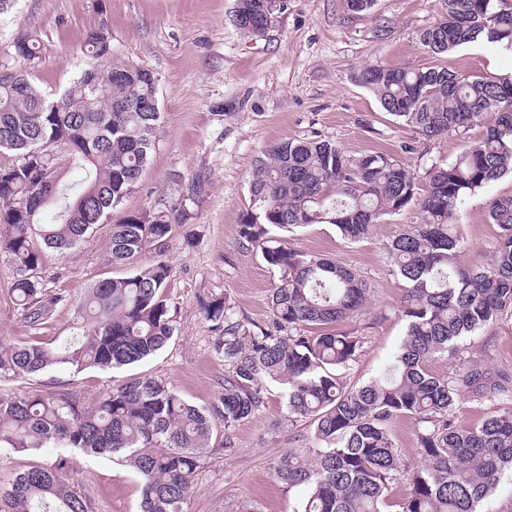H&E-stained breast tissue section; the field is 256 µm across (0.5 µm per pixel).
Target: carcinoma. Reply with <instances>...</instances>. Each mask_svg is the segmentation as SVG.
<instances>
[{
	"label": "carcinoma",
	"instance_id": "obj_1",
	"mask_svg": "<svg viewBox=\"0 0 512 512\" xmlns=\"http://www.w3.org/2000/svg\"><path fill=\"white\" fill-rule=\"evenodd\" d=\"M277 0H238L240 30L255 36ZM512 50V8L505 0H444L442 19L424 30L427 51L446 54L473 42ZM87 67L48 97L31 80L38 47L13 42L0 63V254L14 267L11 299L35 330L70 298L49 297L38 279L51 255L80 244L123 204L141 179L160 112L150 107L156 81L139 67L112 64V43L90 34ZM382 108L427 138L465 130L486 113L494 124L451 163L420 173L381 152L346 155L326 140H285L258 157L250 206L239 224L244 243L278 273L269 327L234 317L227 299L201 304L212 323L214 351L224 357V382L207 406L189 403L164 380L128 378L93 404L63 391L0 396V451L34 452L61 443L118 456L141 485L140 512H183L216 425L230 433L265 407L262 380L284 388L288 417L304 422L308 455L290 453L273 466L277 481L304 491L301 512H490L502 477L512 474V376L489 368L463 340L512 308V195L489 204L499 228L490 262L463 260L455 222L468 197L512 174V74L470 80L443 67L369 65L357 74ZM419 201L422 222L385 244L386 259L405 282L401 346L382 373L361 385L345 373L362 348L336 325L367 307L369 291L354 270L332 258L295 251L274 231L331 224L346 240ZM195 197L167 211H144L112 225V264H133L148 248L158 258L128 276L96 282L74 305L75 331L53 341L0 339V381L37 377L58 368L118 370L164 348L174 334L164 296L173 228L192 218ZM450 361L448 375L428 363ZM484 411L480 422L456 418L462 402ZM416 425L417 448L401 452L391 422ZM64 463L16 473L0 500L9 512H88L63 472ZM409 489L396 501L392 486Z\"/></svg>",
	"mask_w": 512,
	"mask_h": 512
}]
</instances>
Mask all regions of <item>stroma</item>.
Returning a JSON list of instances; mask_svg holds the SVG:
<instances>
[{"label":"stroma","instance_id":"obj_1","mask_svg":"<svg viewBox=\"0 0 512 512\" xmlns=\"http://www.w3.org/2000/svg\"><path fill=\"white\" fill-rule=\"evenodd\" d=\"M235 9L236 0H16L0 15V61L8 59L18 35L37 39L42 53L33 80L44 93L64 89L82 73V44L93 31L110 37L115 64L145 67L157 79L160 119L138 185L108 223L64 257L47 262L42 274L47 294H65L69 302L56 307L43 338L71 334L72 303L96 281L131 274V267L110 261L112 223L166 208L182 196H198L192 218L177 228L168 252L165 295L175 332L167 346L117 371L58 369L2 381L0 394L59 390L90 404L126 378L150 375L165 379L193 404L208 405L224 380L225 366L213 349L202 300L221 293L238 319L260 326L270 321L269 297L278 273L239 238L240 220L250 205L249 178L261 152L306 138L334 142L354 157L383 152L419 171L448 163L485 135L494 114H485L468 130L429 139L384 111L356 82V73L369 64L443 67L472 79L512 73V51L506 49L470 43L435 55L421 45L419 35L441 18L443 0H376L364 13L349 11L345 0H284L274 27L257 38L238 29ZM507 195H512L508 175L478 190L459 211L467 263L489 259L498 229L488 219V204ZM421 218L413 203L360 241L342 239L329 224L286 236L299 251L325 254L352 268L371 291L366 309L339 325L363 342L347 373L350 383L376 377L405 335L406 323L398 314L405 284L387 262L384 244L399 227ZM12 280V266L0 259V338L22 343L34 332L10 298ZM264 387L266 406L260 414L241 422L231 435L215 431L185 512H297L300 492L279 483L272 465L303 447V426L289 421L281 387L270 381ZM228 437L234 444L230 453L224 449ZM60 460L89 512H138L140 489L132 471L105 455L63 447L5 452L0 454V485L29 465Z\"/></svg>","mask_w":512,"mask_h":512}]
</instances>
